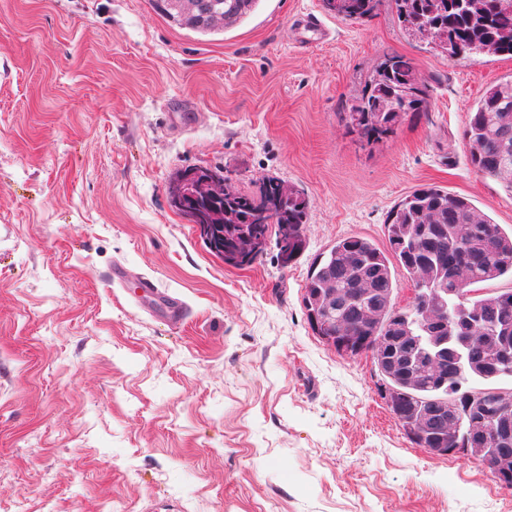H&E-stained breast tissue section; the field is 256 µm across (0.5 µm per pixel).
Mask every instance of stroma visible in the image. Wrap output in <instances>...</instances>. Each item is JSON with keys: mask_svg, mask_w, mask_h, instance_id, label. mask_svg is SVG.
<instances>
[{"mask_svg": "<svg viewBox=\"0 0 512 512\" xmlns=\"http://www.w3.org/2000/svg\"><path fill=\"white\" fill-rule=\"evenodd\" d=\"M316 15L326 40L294 43ZM414 59L430 108L366 146L339 112L383 55ZM512 59L451 60L381 0H259L202 36L149 0H0V512H512L481 462L436 456L389 411L371 354L316 336L303 304L336 239L386 247L418 185L512 227V194L463 131ZM270 173L310 203L306 249L225 266L168 201L182 168ZM186 307L174 327L112 266ZM327 11L350 20H361L372 15L379 0H335L336 6L325 4Z\"/></svg>", "mask_w": 512, "mask_h": 512, "instance_id": "35a3bbf8", "label": "stroma"}]
</instances>
